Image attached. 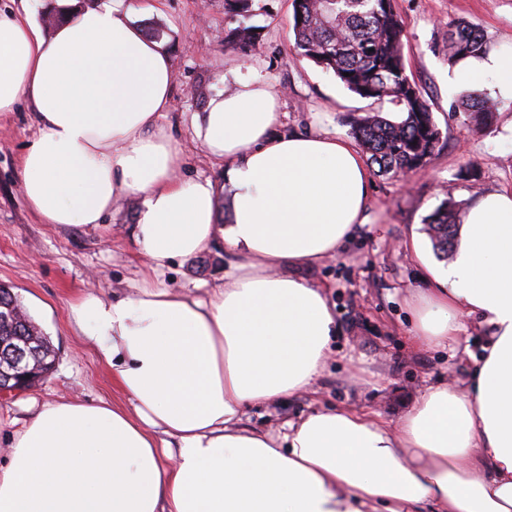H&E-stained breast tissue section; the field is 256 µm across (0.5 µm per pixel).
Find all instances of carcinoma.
I'll return each instance as SVG.
<instances>
[{"label":"carcinoma","instance_id":"cac0c4a2","mask_svg":"<svg viewBox=\"0 0 512 512\" xmlns=\"http://www.w3.org/2000/svg\"><path fill=\"white\" fill-rule=\"evenodd\" d=\"M227 12L243 18L224 31V48L244 56L261 47L259 27L247 23L252 0H224ZM294 49L331 72L349 91L372 103H390L399 118L391 120L377 109L351 124V134L369 155L378 172L392 177L423 170L439 144L441 131L417 85L410 80L402 51L403 24L393 0H300L294 3ZM452 55L464 59L486 50L483 34L474 26L457 24L448 33ZM462 111L477 124L493 119L496 105L478 93L461 101ZM463 203L445 199L427 222L434 250L449 255ZM11 309L16 320H0V340L36 334L42 337L31 367L45 380L56 355L47 337L31 319L11 288L0 287V312Z\"/></svg>","mask_w":512,"mask_h":512}]
</instances>
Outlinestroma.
Listing matches in <instances>:
<instances>
[{"label":"stroma","mask_w":512,"mask_h":512,"mask_svg":"<svg viewBox=\"0 0 512 512\" xmlns=\"http://www.w3.org/2000/svg\"><path fill=\"white\" fill-rule=\"evenodd\" d=\"M142 28H157L174 62L173 104L160 119L184 154L182 176L221 182L223 170L193 141L192 117L216 94L259 78L281 94L282 133L320 132L349 138L350 124L369 100L347 90L293 49L292 0H253L251 24L264 45L243 57L225 50L224 31L235 26L224 0H128ZM403 22L406 73L429 104L442 135L424 171L389 177L371 173L366 223L336 255L291 273L324 286L339 326L333 358L313 392L246 411L243 425L285 431L320 408H350L398 419L426 387L464 381L488 336L475 316L461 319L457 342L430 348L414 341V307L426 288L424 263L413 238L429 242L426 219L447 197L468 201L487 189L512 190V101L499 100L495 120L476 127L462 112L473 90L448 55V27H477L488 48H512V0H394ZM38 134L33 108L0 112V284L9 285L49 339L56 366L44 383L0 398V462L12 434L45 403L123 402L98 349L73 322L71 306L88 290L103 297L130 294L146 266L134 242L138 200L120 198L98 229L43 223L21 186V159ZM469 176H462L463 168ZM236 256L216 241L188 260H175L162 275L177 291L207 290L220 283Z\"/></svg>","instance_id":"stroma-1"}]
</instances>
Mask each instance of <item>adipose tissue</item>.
I'll return each instance as SVG.
<instances>
[{
	"label": "adipose tissue",
	"mask_w": 512,
	"mask_h": 512,
	"mask_svg": "<svg viewBox=\"0 0 512 512\" xmlns=\"http://www.w3.org/2000/svg\"><path fill=\"white\" fill-rule=\"evenodd\" d=\"M60 8L48 35L30 13L0 12V112L28 102L38 126L24 196L44 223L94 229L136 195L148 264L133 295L89 291L71 308L124 402L42 406L0 465V512H512V191L469 201L416 310L429 346L456 341L461 316L488 326L464 386L429 387L392 424L335 408L282 435L241 426L243 409L307 391L331 356L324 289L285 270L336 254L365 223V160L333 136L278 133L279 93L241 82L192 118L230 193L219 223L214 183L181 176L158 123L173 102L168 50L113 0ZM464 66L512 99V53ZM218 238L239 261L205 296L158 280Z\"/></svg>",
	"instance_id": "adipose-tissue-1"
}]
</instances>
